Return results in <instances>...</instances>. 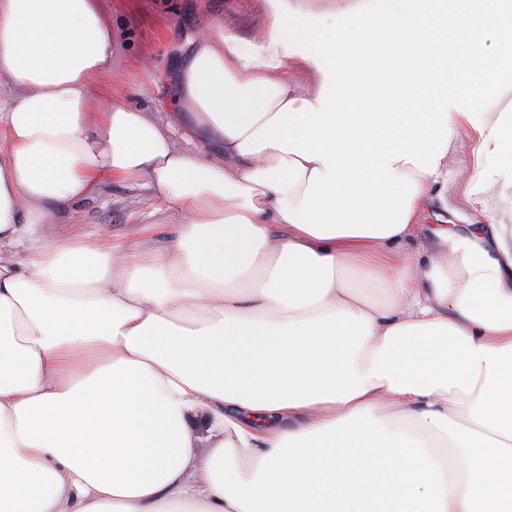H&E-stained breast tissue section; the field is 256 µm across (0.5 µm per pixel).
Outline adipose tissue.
I'll list each match as a JSON object with an SVG mask.
<instances>
[{
  "label": "adipose tissue",
  "instance_id": "1",
  "mask_svg": "<svg viewBox=\"0 0 512 512\" xmlns=\"http://www.w3.org/2000/svg\"><path fill=\"white\" fill-rule=\"evenodd\" d=\"M266 13L180 73L215 157L98 87V0H0V512H512V224L478 160V223L420 222L461 136L512 164L476 114L512 0ZM112 178L177 204L170 249L46 240Z\"/></svg>",
  "mask_w": 512,
  "mask_h": 512
}]
</instances>
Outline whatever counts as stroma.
Here are the masks:
<instances>
[{"mask_svg":"<svg viewBox=\"0 0 512 512\" xmlns=\"http://www.w3.org/2000/svg\"><path fill=\"white\" fill-rule=\"evenodd\" d=\"M265 0H99L112 28V70L99 85L160 122H172L174 143L196 149L184 129L191 120L179 107V75L194 51L198 31L221 26L240 39L256 38L267 25ZM471 140L448 156V207L427 213V223L467 224L473 209L462 191L472 172ZM182 218L174 202L158 197L146 183L105 181L100 194L83 201L56 225L57 233L75 230L93 239L103 235L131 247L170 248Z\"/></svg>","mask_w":512,"mask_h":512,"instance_id":"1","label":"stroma"}]
</instances>
